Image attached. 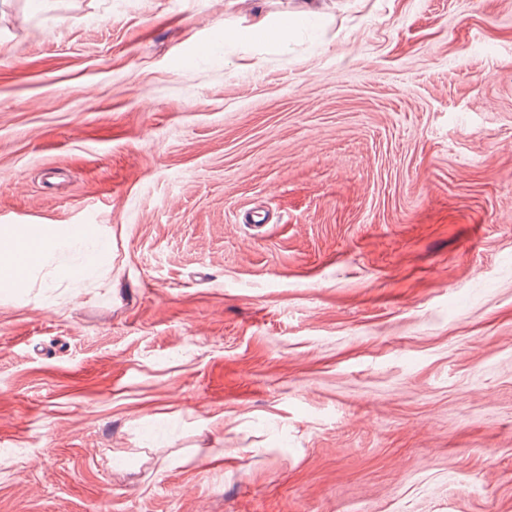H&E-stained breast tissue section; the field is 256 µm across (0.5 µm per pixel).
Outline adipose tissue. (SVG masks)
I'll list each match as a JSON object with an SVG mask.
<instances>
[{"label": "adipose tissue", "instance_id": "1", "mask_svg": "<svg viewBox=\"0 0 512 512\" xmlns=\"http://www.w3.org/2000/svg\"><path fill=\"white\" fill-rule=\"evenodd\" d=\"M8 241L10 251H0V288L20 287L29 272L19 263L21 254L32 253L35 260H43L54 252L83 249L85 267H93L103 258L107 246L95 241L93 231L70 235L66 227L54 224H26L20 227L0 226V240Z\"/></svg>", "mask_w": 512, "mask_h": 512}]
</instances>
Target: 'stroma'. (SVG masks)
<instances>
[{
  "mask_svg": "<svg viewBox=\"0 0 512 512\" xmlns=\"http://www.w3.org/2000/svg\"><path fill=\"white\" fill-rule=\"evenodd\" d=\"M1 224L0 512H512V0H0ZM300 22L299 18L277 24L263 20L253 29L252 34L262 41L285 46L288 44L295 26ZM87 226V225H86ZM38 232V239L34 238ZM94 233L89 227L80 236H72L67 226L54 224H25L20 227L0 226V241L8 240L12 250H0V288H19L26 280L27 274L41 260L54 252H65L85 247L84 268H90L100 262L107 251V245L93 241ZM34 252V261L26 266L19 265V255Z\"/></svg>",
  "mask_w": 512,
  "mask_h": 512,
  "instance_id": "35a3bbf8",
  "label": "stroma"
}]
</instances>
